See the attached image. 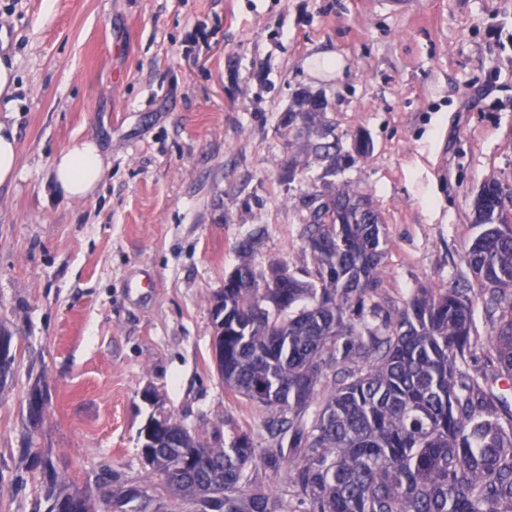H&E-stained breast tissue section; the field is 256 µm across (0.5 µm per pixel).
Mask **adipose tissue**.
Listing matches in <instances>:
<instances>
[{
	"instance_id": "obj_1",
	"label": "adipose tissue",
	"mask_w": 512,
	"mask_h": 512,
	"mask_svg": "<svg viewBox=\"0 0 512 512\" xmlns=\"http://www.w3.org/2000/svg\"><path fill=\"white\" fill-rule=\"evenodd\" d=\"M106 172V160L97 142L88 137L55 154L51 175L67 198L81 200L94 194Z\"/></svg>"
}]
</instances>
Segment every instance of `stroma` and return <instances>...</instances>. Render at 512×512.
<instances>
[{"instance_id":"1","label":"stroma","mask_w":512,"mask_h":512,"mask_svg":"<svg viewBox=\"0 0 512 512\" xmlns=\"http://www.w3.org/2000/svg\"><path fill=\"white\" fill-rule=\"evenodd\" d=\"M18 176L0 186V512H35L33 454L85 486L146 479L138 432L167 416L214 446L266 411L224 392L214 295L241 264L312 270L305 194L350 184L383 220V309L468 277L472 199L512 185V0H0ZM330 110L289 143L299 93ZM367 157L336 176L308 145ZM93 138L109 169L67 199L55 154ZM301 161L303 174L287 181ZM251 240L250 252L240 244ZM46 395L38 428L28 396Z\"/></svg>"}]
</instances>
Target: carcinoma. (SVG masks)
<instances>
[{"label": "carcinoma", "mask_w": 512, "mask_h": 512, "mask_svg": "<svg viewBox=\"0 0 512 512\" xmlns=\"http://www.w3.org/2000/svg\"><path fill=\"white\" fill-rule=\"evenodd\" d=\"M299 115L315 124L328 111L303 96ZM324 176L368 154L311 146ZM496 177L473 199L481 228L464 254L469 286L422 288L397 316L374 303L383 258L375 211L336 223V207L363 197L345 186L304 197L309 279L295 274L271 288L251 266L224 283V390L267 409L270 443L240 430L214 447L176 423L142 449L167 495L110 467L95 492L53 484L46 512H512V404L494 384L512 377V233L498 209ZM492 322L496 365L470 371L478 342V300ZM379 319L372 327L367 317ZM285 474L282 493L258 480Z\"/></svg>", "instance_id": "1"}]
</instances>
